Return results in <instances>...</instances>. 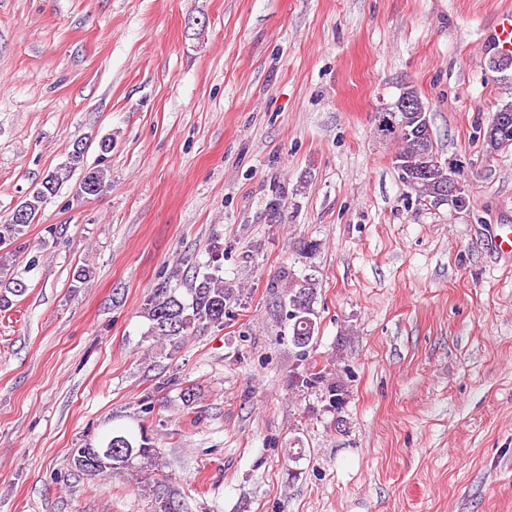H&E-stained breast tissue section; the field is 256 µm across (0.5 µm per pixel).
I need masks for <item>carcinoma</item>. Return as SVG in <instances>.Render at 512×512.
Listing matches in <instances>:
<instances>
[{
    "mask_svg": "<svg viewBox=\"0 0 512 512\" xmlns=\"http://www.w3.org/2000/svg\"><path fill=\"white\" fill-rule=\"evenodd\" d=\"M416 112L402 113L405 125L404 132L398 139L397 154L401 155L406 163L407 172H414L425 152H437L434 146L432 130L426 128L420 133ZM483 144L488 153L493 154L507 146L498 133L490 127H485L482 133ZM85 147L71 150L66 163L47 173L31 194L21 202L16 210L24 212L19 218L11 216L6 222L0 224V246L11 245L26 233V227L34 223L43 204L48 197L54 195L60 186L69 180L71 173L81 170V178L76 185V191H83L88 197L97 196L107 186V169L101 165L89 167L84 165ZM445 184L444 174L435 170L432 174L415 183L424 197L431 198L438 189ZM220 265L217 259H211L204 267L196 268L190 288L187 289L188 298L177 294V289L170 288L167 283L157 284L152 289L145 307V316L150 322L151 334L163 341L176 345L200 323L213 325L224 324L232 301L235 299L234 291L224 287V279L219 276ZM316 280L306 277L287 290L284 306L290 310L298 311V316L305 317L311 323V333L307 334V342L302 344L297 333L296 318L288 316L290 342L299 349V356L308 360L313 350V342L318 335V314L314 311L313 303L316 300ZM315 382L327 400L336 396L342 383H324L322 372L309 366ZM86 447L97 451L100 448L112 449V456H90L78 448L72 449L68 457V465L88 476H110L121 474L127 470L140 469L149 471L156 465L159 449L156 448L154 438L150 435L147 426L139 422L137 429H115L88 441ZM143 491L154 498L158 512H176L174 494L159 481L144 479Z\"/></svg>",
    "mask_w": 512,
    "mask_h": 512,
    "instance_id": "obj_1",
    "label": "carcinoma"
}]
</instances>
